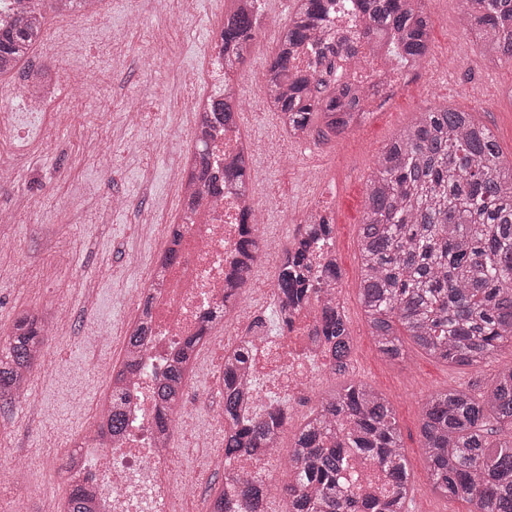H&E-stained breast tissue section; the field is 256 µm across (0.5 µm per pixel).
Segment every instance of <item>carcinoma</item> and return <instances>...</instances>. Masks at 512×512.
<instances>
[{
    "label": "carcinoma",
    "mask_w": 512,
    "mask_h": 512,
    "mask_svg": "<svg viewBox=\"0 0 512 512\" xmlns=\"http://www.w3.org/2000/svg\"><path fill=\"white\" fill-rule=\"evenodd\" d=\"M59 12L83 0H31L37 18L0 26V76L10 75L40 42L44 8ZM358 13L346 34L331 30L330 18L342 11L337 0H297L280 32L276 55L266 69L265 102L284 126L318 140L340 134L366 118L361 83L338 84L331 78L336 62L353 56L360 41L384 39L388 54L407 65L429 53L428 0H355ZM462 25L482 42L495 62L512 63V0H461ZM260 6L230 0L219 33L224 81L233 80L256 41ZM318 66L288 73L291 60L319 44ZM195 154L197 195L212 194L208 144L218 127L237 128L238 98L224 94L199 103ZM224 178L250 191L249 157L240 155L224 169ZM249 212L241 219L238 252L251 260L261 251ZM333 247L331 225L305 224L282 252L274 280L275 312L280 330L294 314L318 306L316 334L334 373L347 372L354 349L348 317L339 299L316 285L338 284L337 263L327 259ZM361 278L359 301L381 355L400 361L403 331L432 358L477 372L504 347L512 348V162L504 159L492 132L469 112L442 107L420 113L378 156L367 180L366 211L359 227ZM47 312L30 311L14 321L0 341V399L15 398L41 364L47 337ZM224 315L208 318L190 337L157 386L156 396L167 431L180 407L182 390L207 332ZM148 307H143L128 348L138 349L149 335ZM254 353L242 339L224 356V485L213 495L209 512H266L270 485L238 469L244 457H273L287 429L288 409L269 405L252 416L242 409L245 377ZM126 395L114 388L101 435L117 436L126 420ZM422 448L428 461L432 492L458 497L471 512H512V365L498 369L490 386L477 393L459 386L431 395L423 406ZM63 459L71 491L61 512H94V494L76 461ZM358 456L388 477V488L368 499L361 487L342 481L352 457ZM276 490L288 500V512H409L413 483L403 454L401 432L391 401L357 380H345L321 394L318 406L294 434Z\"/></svg>",
    "instance_id": "cac0c4a2"
}]
</instances>
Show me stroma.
I'll return each instance as SVG.
<instances>
[{"label": "stroma", "instance_id": "stroma-1", "mask_svg": "<svg viewBox=\"0 0 512 512\" xmlns=\"http://www.w3.org/2000/svg\"><path fill=\"white\" fill-rule=\"evenodd\" d=\"M109 2L108 12L84 32L86 55L80 66L101 77L100 88L90 90L82 104L89 124H57V111L70 106L63 97L35 114L21 106L18 96L8 99L21 137L0 140V162L17 166L21 177L0 188V209L17 211L21 221L0 226V337L10 333L24 310L66 308L71 317L65 336L47 343V366L33 373L36 407L18 399L0 401V463L16 464L12 488L0 489V512H10L14 496L22 492L30 512H41L43 495L59 501L69 495L62 458L94 424L92 418L73 415L71 397L95 403L106 384L92 370L94 356L114 362L121 357L109 341H102L94 352L86 341L99 331L129 326L130 311L116 305L117 296L145 298L141 276L157 263L162 250L148 226L173 223L179 211L170 165L188 146L173 141L169 127L173 119L189 113L192 98L179 88L178 76L210 66L224 23L216 0H194V19L172 28L158 11L131 25L128 13L135 0ZM429 12L428 57L386 91L360 126L298 152L284 145L277 116L261 104L263 74L277 50L289 8L283 0H261L260 13L268 23L259 32L258 53L237 73L242 103L238 125L263 147L253 156L252 182L265 183L281 203L314 200L330 216L340 298L355 338L349 373L391 400L416 499L427 512H469L467 501L430 491L420 429L427 397L466 383L471 370L439 362L408 339L403 342V360H385L365 322L357 289L366 181L384 147L419 112L450 106L472 113L492 131L504 158L512 160V64L491 63L469 43L456 0H430ZM146 51L160 56L161 65L139 63ZM444 58L452 62L450 75L432 73L433 61ZM131 106L142 112V126L124 124L123 114ZM94 128L110 142L106 155L98 159L88 150ZM48 138L54 142L52 150L38 152ZM84 181L98 184V196L73 199V187ZM113 195L124 198V205L109 206ZM87 292L93 298L89 308L82 299ZM223 362L224 327L219 324L185 382L184 409L208 417L217 395L214 373Z\"/></svg>", "mask_w": 512, "mask_h": 512}]
</instances>
